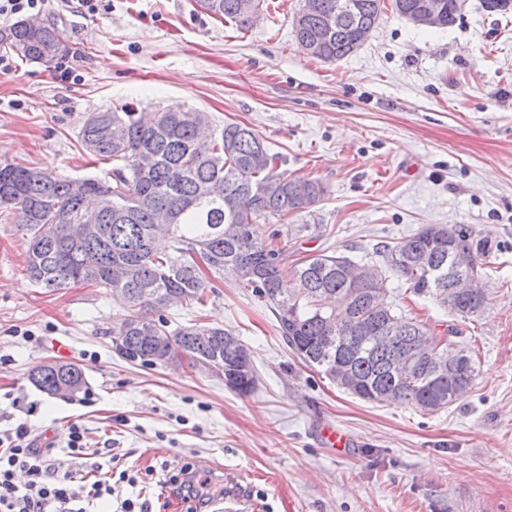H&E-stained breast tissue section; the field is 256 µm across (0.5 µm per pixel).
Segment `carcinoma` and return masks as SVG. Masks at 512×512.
<instances>
[{"label":"carcinoma","instance_id":"obj_1","mask_svg":"<svg viewBox=\"0 0 512 512\" xmlns=\"http://www.w3.org/2000/svg\"><path fill=\"white\" fill-rule=\"evenodd\" d=\"M247 0H199L210 16L249 28ZM294 24L299 43L316 44L313 57L336 63L359 49L381 21L384 0H302ZM439 27L452 26L456 0H440ZM340 14L334 30L324 27ZM0 45L46 66L69 52L55 23L37 29L20 20L0 30ZM82 149L112 162L101 177L70 178L38 167L0 161V216L30 238L26 270L40 288L71 283L103 288L120 297L125 314L113 325L126 339L124 359L143 367L162 365L182 352L200 364L223 367L224 386L239 394L256 384L244 367L246 344L219 326L194 324L168 329L169 305L202 301L214 278L230 275L273 306L281 335L308 367L337 381L347 375L350 394L377 404H405L434 412L470 389L477 370L464 353L451 369L442 367L448 345L437 356L421 355L433 332L397 313L389 278L405 281L456 317L479 314L486 303L480 281L458 295L461 278L482 270L484 251L472 231L457 224H427L398 242L379 248V269L367 277L348 256L318 254L288 267L282 250L259 238V220L309 211L325 193L315 180H286L253 129L194 110L141 115L105 110L88 115L79 134ZM93 216L95 231L72 236L70 225ZM157 326L156 338H142L141 326ZM42 392H79L87 381L75 364H44L29 374Z\"/></svg>","mask_w":512,"mask_h":512}]
</instances>
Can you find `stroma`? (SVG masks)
<instances>
[{"mask_svg": "<svg viewBox=\"0 0 512 512\" xmlns=\"http://www.w3.org/2000/svg\"><path fill=\"white\" fill-rule=\"evenodd\" d=\"M300 6L265 0L243 30L197 0H111L95 14L48 0L39 18L63 25L77 79L9 54L0 160L98 175L106 163L79 142L89 113L193 108L252 128L283 177L323 184L312 214L258 225L288 264L323 253L367 264L423 225H466L487 246L481 313L459 322L404 281L389 286L408 316L458 325L477 367L470 391L433 413L344 393L300 362L270 308L230 276L165 316L174 328L199 319L234 331L250 350L252 392L187 358L130 364L112 351L122 305L85 284L35 287L27 235L0 219V434L26 423L80 481L128 473L90 512L127 498L149 512H512V14L466 0L453 26L425 28L389 11L354 54L325 63L300 50ZM49 362L83 367L86 390L37 389L29 374ZM75 424L82 458L67 446ZM325 426L353 448L324 446ZM186 464L208 481L201 497L167 483Z\"/></svg>", "mask_w": 512, "mask_h": 512, "instance_id": "obj_1", "label": "stroma"}]
</instances>
